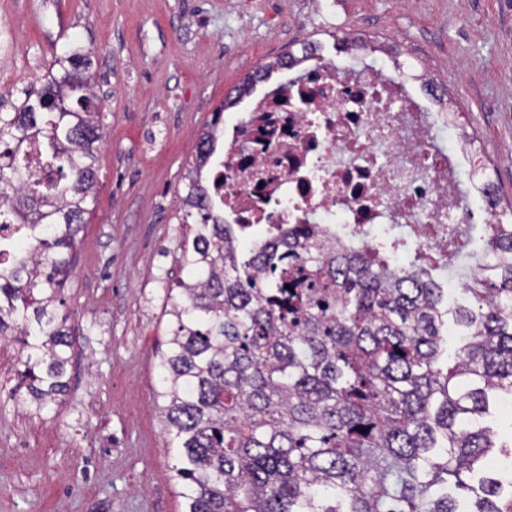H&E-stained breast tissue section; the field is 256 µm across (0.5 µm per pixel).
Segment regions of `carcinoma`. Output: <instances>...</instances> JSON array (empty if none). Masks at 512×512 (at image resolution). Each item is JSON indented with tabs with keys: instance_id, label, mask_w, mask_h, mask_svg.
<instances>
[{
	"instance_id": "cac0c4a2",
	"label": "carcinoma",
	"mask_w": 512,
	"mask_h": 512,
	"mask_svg": "<svg viewBox=\"0 0 512 512\" xmlns=\"http://www.w3.org/2000/svg\"><path fill=\"white\" fill-rule=\"evenodd\" d=\"M91 52L54 56L44 87L0 112V337L15 328L34 416L68 387L73 341L54 311L94 200L103 100ZM213 122L185 176L186 278L158 368L160 417L185 512H512V442L490 426L512 397V223L455 234L473 260L448 306L433 274L396 275L376 249L313 236L295 257L240 240L211 215L203 167ZM40 173L29 174L30 159ZM261 252L260 265L245 248ZM490 252L500 255L484 264ZM462 336L440 364L444 316Z\"/></svg>"
}]
</instances>
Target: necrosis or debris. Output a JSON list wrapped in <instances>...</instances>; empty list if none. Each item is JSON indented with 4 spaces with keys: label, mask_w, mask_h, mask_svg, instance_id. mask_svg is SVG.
<instances>
[{
    "label": "necrosis or debris",
    "mask_w": 512,
    "mask_h": 512,
    "mask_svg": "<svg viewBox=\"0 0 512 512\" xmlns=\"http://www.w3.org/2000/svg\"><path fill=\"white\" fill-rule=\"evenodd\" d=\"M284 71L224 128L208 177L225 223L260 227L263 241L288 252L296 246L281 230L291 224L340 250L375 244L379 225L390 224L438 269L448 261L445 225L500 222L482 201L484 178L446 88L367 61L342 66L322 48ZM445 132L454 149L443 147Z\"/></svg>",
    "instance_id": "necrosis-or-debris-1"
}]
</instances>
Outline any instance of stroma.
Masks as SVG:
<instances>
[{
    "instance_id": "obj_1",
    "label": "stroma",
    "mask_w": 512,
    "mask_h": 512,
    "mask_svg": "<svg viewBox=\"0 0 512 512\" xmlns=\"http://www.w3.org/2000/svg\"><path fill=\"white\" fill-rule=\"evenodd\" d=\"M344 36L377 64L426 69L512 202V0H0V97L38 90L53 55L90 49L104 99L95 201L56 305L68 389L36 417L0 340V512H182L156 406L184 177L216 110L264 63Z\"/></svg>"
}]
</instances>
